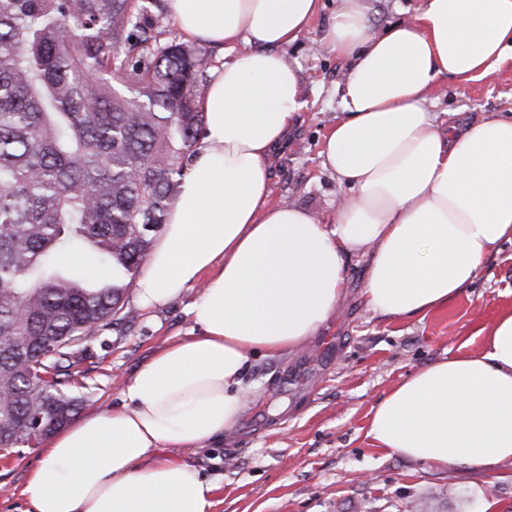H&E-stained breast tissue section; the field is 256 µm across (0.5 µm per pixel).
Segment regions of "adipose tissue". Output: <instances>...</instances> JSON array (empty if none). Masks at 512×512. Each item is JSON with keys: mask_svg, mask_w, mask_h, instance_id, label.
<instances>
[{"mask_svg": "<svg viewBox=\"0 0 512 512\" xmlns=\"http://www.w3.org/2000/svg\"><path fill=\"white\" fill-rule=\"evenodd\" d=\"M168 7L187 38L237 51L201 102L206 135L136 283L144 310L198 287L191 328L137 368L120 405L47 439L23 488L34 512H211L223 478L187 455L237 432L255 360L319 335L346 295L345 255L367 261L369 311L421 318L512 243V115L467 123L427 107L439 77L468 82L512 55V0H422L382 30L366 0H341L318 39L348 64L321 150L344 193L324 218L270 189V158L306 105L288 50L320 0ZM480 334V350L385 392L368 444L448 473L512 467V310Z\"/></svg>", "mask_w": 512, "mask_h": 512, "instance_id": "ef3b65f1", "label": "adipose tissue"}]
</instances>
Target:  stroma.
Segmentation results:
<instances>
[{"mask_svg": "<svg viewBox=\"0 0 512 512\" xmlns=\"http://www.w3.org/2000/svg\"><path fill=\"white\" fill-rule=\"evenodd\" d=\"M338 0H322L300 45L288 55L300 66L308 102L288 141L271 158V198L329 215L341 189L320 155L328 124L340 111L345 63L315 44ZM434 112H459L478 122L512 115V59L486 78H439ZM347 292L337 313L307 346L261 358L245 383L257 387L236 434L188 460L203 473L220 469L224 482L212 512H483L486 497L512 508V469L493 483L481 474L451 475L431 465L371 447L364 438L373 404L416 368L454 355L461 344L482 345L478 329L512 309V244L485 262L467 296L423 319L387 320L360 300L366 261L345 260ZM198 293L164 307L138 310L90 339L77 376L88 397L83 413L121 402V387L164 343L184 337ZM43 448L0 460V512H30L22 494Z\"/></svg>", "mask_w": 512, "mask_h": 512, "instance_id": "1", "label": "stroma"}]
</instances>
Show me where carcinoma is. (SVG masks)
Instances as JSON below:
<instances>
[{"mask_svg": "<svg viewBox=\"0 0 512 512\" xmlns=\"http://www.w3.org/2000/svg\"><path fill=\"white\" fill-rule=\"evenodd\" d=\"M162 35L141 0H0L5 456L87 401L73 391L87 343L134 317L126 299L204 135L202 52Z\"/></svg>", "mask_w": 512, "mask_h": 512, "instance_id": "carcinoma-1", "label": "carcinoma"}]
</instances>
